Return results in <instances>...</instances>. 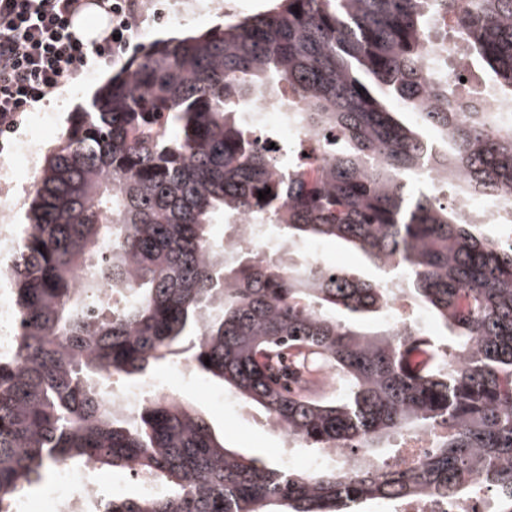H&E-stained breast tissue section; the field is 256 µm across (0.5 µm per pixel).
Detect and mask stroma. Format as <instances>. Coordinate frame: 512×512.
I'll list each match as a JSON object with an SVG mask.
<instances>
[{
    "instance_id": "1",
    "label": "stroma",
    "mask_w": 512,
    "mask_h": 512,
    "mask_svg": "<svg viewBox=\"0 0 512 512\" xmlns=\"http://www.w3.org/2000/svg\"><path fill=\"white\" fill-rule=\"evenodd\" d=\"M270 6L271 0H152L140 28L132 36L128 52L132 55L141 52L160 39L202 33L223 24L224 20L259 14ZM112 73L109 67L89 69L77 82L36 104V111L51 116L52 123L19 144L20 151L31 156L32 168L21 169L0 159V193L10 200L13 224L23 223L25 186L32 183L36 169L42 168L46 156L57 145L69 114L84 105ZM312 245L322 261L346 274L360 279L379 276L378 270L356 249L318 239L313 240ZM143 381L166 387L179 396L208 421L226 447L247 456L280 462V439L268 426L264 414L251 407L241 411L219 403V396L225 392L223 385L188 367L184 359L175 357L154 365Z\"/></svg>"
}]
</instances>
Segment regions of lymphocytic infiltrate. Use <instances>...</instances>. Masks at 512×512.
Returning a JSON list of instances; mask_svg holds the SVG:
<instances>
[{
	"label": "lymphocytic infiltrate",
	"instance_id": "obj_1",
	"mask_svg": "<svg viewBox=\"0 0 512 512\" xmlns=\"http://www.w3.org/2000/svg\"><path fill=\"white\" fill-rule=\"evenodd\" d=\"M141 0H0V126L77 79L108 66L130 43ZM93 7L108 19L99 39L77 36L68 18Z\"/></svg>",
	"mask_w": 512,
	"mask_h": 512
}]
</instances>
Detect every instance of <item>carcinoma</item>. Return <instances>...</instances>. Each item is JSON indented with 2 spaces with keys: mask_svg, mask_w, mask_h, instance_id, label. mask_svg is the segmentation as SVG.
I'll use <instances>...</instances> for the list:
<instances>
[{
  "mask_svg": "<svg viewBox=\"0 0 512 512\" xmlns=\"http://www.w3.org/2000/svg\"><path fill=\"white\" fill-rule=\"evenodd\" d=\"M445 16L512 102V0H276L155 42L71 114L7 270L15 335L0 351V512L43 472L88 463L155 485L105 498L99 512H361L471 488L512 512V245L440 204L429 175L512 196V128L427 83L425 44ZM259 95L288 97L299 124L341 147L279 164L240 116ZM242 214L276 227L281 249L350 245L399 274V288L308 261L257 263L243 247L226 254L210 226ZM102 288L119 301L94 306ZM398 294L434 332L391 318ZM366 313L382 329L351 321ZM186 343L193 368L296 443L354 456L294 473L225 447L175 396L104 406L112 378H139ZM285 356L337 369L343 391L322 400L306 378L288 386L276 371ZM438 429L414 468L384 466L378 449L394 453L395 437Z\"/></svg>",
  "mask_w": 512,
  "mask_h": 512,
  "instance_id": "obj_1",
  "label": "carcinoma"
}]
</instances>
